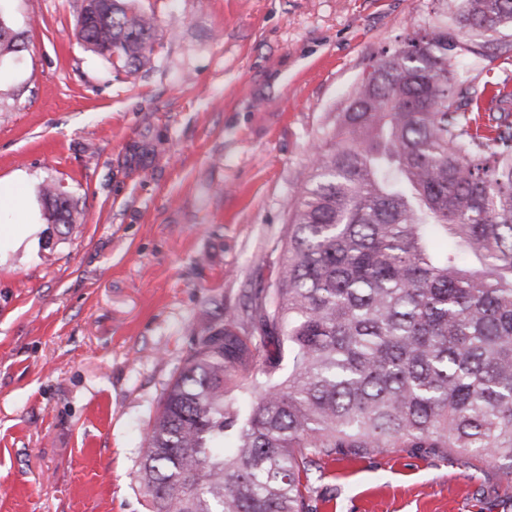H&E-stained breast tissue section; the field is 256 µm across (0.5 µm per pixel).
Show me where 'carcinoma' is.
<instances>
[{
    "instance_id": "carcinoma-1",
    "label": "carcinoma",
    "mask_w": 512,
    "mask_h": 512,
    "mask_svg": "<svg viewBox=\"0 0 512 512\" xmlns=\"http://www.w3.org/2000/svg\"><path fill=\"white\" fill-rule=\"evenodd\" d=\"M512 26V0H462L358 82L286 203L285 261L251 311L201 313L138 478L148 512H308L338 448H441L512 470V87L457 77L458 31ZM91 53L148 65L134 0L80 13ZM25 48L0 0V57ZM40 188L69 231L78 203ZM288 354V371L281 368ZM263 358L259 371L249 364Z\"/></svg>"
}]
</instances>
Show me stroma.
<instances>
[{"mask_svg":"<svg viewBox=\"0 0 512 512\" xmlns=\"http://www.w3.org/2000/svg\"><path fill=\"white\" fill-rule=\"evenodd\" d=\"M26 37L0 65V180L26 207L55 183L67 235L0 260V512H145L143 439L195 318L250 307L283 261L285 202L312 146L383 55L445 0H136L146 67L87 51L82 0H12ZM512 83V28L452 61ZM310 512H512V473L428 448H342Z\"/></svg>","mask_w":512,"mask_h":512,"instance_id":"1","label":"stroma"}]
</instances>
